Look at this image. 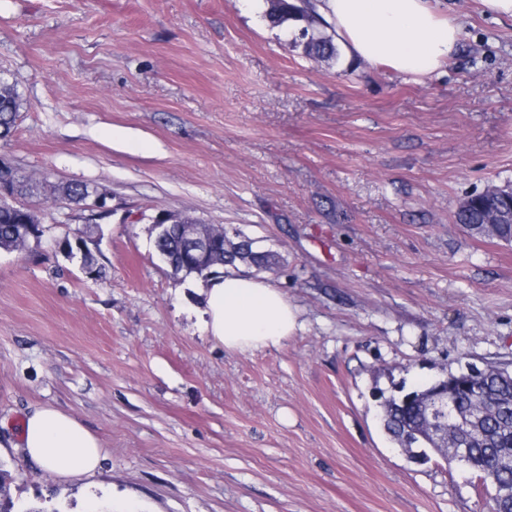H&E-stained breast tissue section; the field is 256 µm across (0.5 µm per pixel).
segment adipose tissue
I'll list each match as a JSON object with an SVG mask.
<instances>
[{"label": "adipose tissue", "mask_w": 512, "mask_h": 512, "mask_svg": "<svg viewBox=\"0 0 512 512\" xmlns=\"http://www.w3.org/2000/svg\"><path fill=\"white\" fill-rule=\"evenodd\" d=\"M316 10L358 60L420 81L445 68L466 36L438 0H317ZM202 296L205 332L232 353L280 348L298 326L280 288L243 272L212 281ZM19 433L29 460L65 478L94 474L104 460L97 435L53 406L26 413Z\"/></svg>", "instance_id": "adipose-tissue-1"}]
</instances>
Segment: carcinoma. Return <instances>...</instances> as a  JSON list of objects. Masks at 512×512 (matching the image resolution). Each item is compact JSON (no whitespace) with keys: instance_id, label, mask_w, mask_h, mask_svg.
I'll return each instance as SVG.
<instances>
[{"instance_id":"cac0c4a2","label":"carcinoma","mask_w":512,"mask_h":512,"mask_svg":"<svg viewBox=\"0 0 512 512\" xmlns=\"http://www.w3.org/2000/svg\"><path fill=\"white\" fill-rule=\"evenodd\" d=\"M266 17L275 27L292 23L312 34L316 42L303 43L306 56L331 59L338 55L333 39L320 30L322 18L316 13L312 0H307L304 5L298 0H268ZM20 107L19 95L15 91L11 92L7 103H0V140L12 137L20 119ZM14 207L15 204L0 199V244L3 246L15 243L13 235L16 231L17 213ZM480 215V203L476 201L455 212V221L458 224H477L480 222ZM483 395L490 403L487 413L479 420L483 437L469 442L476 472L484 468H494L502 451L512 449V383L503 385L492 377L485 381ZM417 418L418 413L412 408L399 411L387 406L382 411V421L394 433L407 421H415ZM11 483V474L0 463V491L8 496L7 507L11 512H44L31 504L17 503L11 497Z\"/></svg>"}]
</instances>
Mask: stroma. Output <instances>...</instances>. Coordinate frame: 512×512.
<instances>
[{"label": "stroma", "mask_w": 512, "mask_h": 512, "mask_svg": "<svg viewBox=\"0 0 512 512\" xmlns=\"http://www.w3.org/2000/svg\"><path fill=\"white\" fill-rule=\"evenodd\" d=\"M468 35L423 81L314 59L267 0H0L21 100L0 158L111 214L27 198L46 235L0 250V461L43 512H490L473 470L417 464L377 390L466 365L512 371V246L454 213L512 186V18L447 0ZM188 214L274 254L299 327L224 351L198 275L152 218ZM89 240L91 269L62 239ZM50 405L100 438L64 480L18 447Z\"/></svg>", "instance_id": "stroma-1"}]
</instances>
